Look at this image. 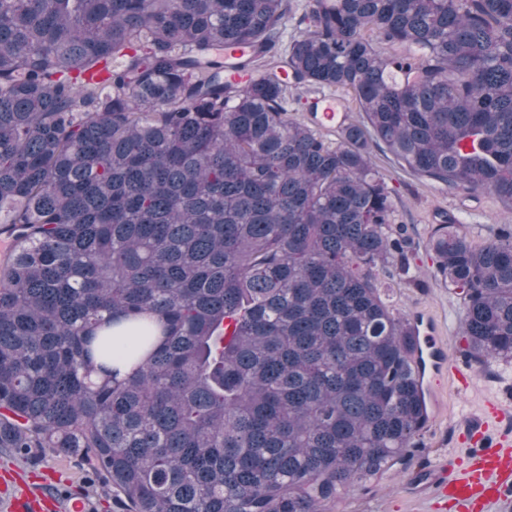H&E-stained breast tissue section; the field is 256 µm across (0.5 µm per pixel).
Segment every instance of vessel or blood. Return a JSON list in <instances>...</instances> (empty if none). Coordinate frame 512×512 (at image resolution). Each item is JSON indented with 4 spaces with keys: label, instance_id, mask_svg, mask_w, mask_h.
Here are the masks:
<instances>
[{
    "label": "vessel or blood",
    "instance_id": "vessel-or-blood-1",
    "mask_svg": "<svg viewBox=\"0 0 512 512\" xmlns=\"http://www.w3.org/2000/svg\"><path fill=\"white\" fill-rule=\"evenodd\" d=\"M417 336L420 375L426 379L445 369L449 360L437 344L431 321H420ZM462 439L468 445L469 465L436 473L435 492L450 497L458 512H500L512 504V406L500 400L486 401ZM46 505L54 512H87L89 508L80 490L60 498L49 488L25 485L0 500V512H41Z\"/></svg>",
    "mask_w": 512,
    "mask_h": 512
}]
</instances>
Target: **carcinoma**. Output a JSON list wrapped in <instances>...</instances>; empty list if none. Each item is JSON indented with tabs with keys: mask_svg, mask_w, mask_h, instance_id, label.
<instances>
[{
	"mask_svg": "<svg viewBox=\"0 0 512 512\" xmlns=\"http://www.w3.org/2000/svg\"><path fill=\"white\" fill-rule=\"evenodd\" d=\"M291 11L0 0V448L76 459L119 512H321L416 447L417 336L375 269L417 280L370 143L512 208V0H310L282 57ZM291 86L365 122L329 142ZM432 250L470 356L511 361L512 226ZM321 94H333L341 99L345 107L350 111L347 112L346 124L358 123L363 120V113L359 112L358 105L353 99L352 95L345 90L338 88H301L290 89L287 94V108L288 118L294 121L307 124L317 134L331 142H338L340 130L333 131L324 130L314 126L311 121V112H309V105L314 103L315 99Z\"/></svg>",
	"mask_w": 512,
	"mask_h": 512,
	"instance_id": "obj_1",
	"label": "carcinoma"
}]
</instances>
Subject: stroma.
<instances>
[{"label": "stroma", "instance_id": "35a3bbf8", "mask_svg": "<svg viewBox=\"0 0 512 512\" xmlns=\"http://www.w3.org/2000/svg\"><path fill=\"white\" fill-rule=\"evenodd\" d=\"M371 157L388 185L394 210L391 232H404L412 240L410 267L419 274L420 286L390 282L388 304L394 314L408 318L423 312L434 318L438 338L452 364L469 377L460 385L447 373L431 381L435 405L422 431L420 446L407 460L395 463L367 483L328 502L323 512H454L445 499L436 497L429 485L433 468L464 466L466 446L459 432L488 397L512 398V362L476 364L465 353L460 332L463 318L461 299L455 288L434 277L435 255L429 247L442 215L453 214L458 231L474 247H481L502 225L512 222V209L489 191L466 197L443 184L419 178L405 170L384 145H372ZM15 470L30 479H55L80 487L90 512H111L112 501L88 479L77 461L47 448L32 449L20 456L0 448V469Z\"/></svg>", "mask_w": 512, "mask_h": 512}]
</instances>
